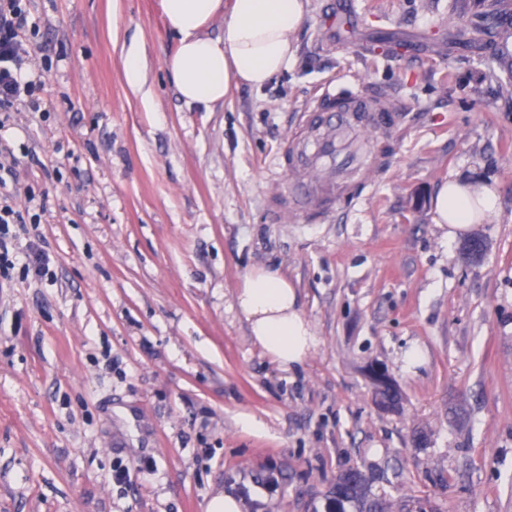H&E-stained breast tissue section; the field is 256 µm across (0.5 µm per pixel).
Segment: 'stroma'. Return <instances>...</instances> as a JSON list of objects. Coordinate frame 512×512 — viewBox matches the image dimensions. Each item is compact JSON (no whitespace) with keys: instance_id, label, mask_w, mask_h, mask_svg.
<instances>
[{"instance_id":"obj_1","label":"stroma","mask_w":512,"mask_h":512,"mask_svg":"<svg viewBox=\"0 0 512 512\" xmlns=\"http://www.w3.org/2000/svg\"><path fill=\"white\" fill-rule=\"evenodd\" d=\"M483 2L307 0L287 69L204 111L162 68L160 0H29L45 109L0 140L46 200L9 251L50 265L0 278V512H204L221 489L249 491L242 512H325L350 468L386 512H512V25ZM330 83L401 119L363 197L308 223L273 159ZM457 175L497 208L452 243L431 198ZM263 266L314 333L289 369L235 303Z\"/></svg>"}]
</instances>
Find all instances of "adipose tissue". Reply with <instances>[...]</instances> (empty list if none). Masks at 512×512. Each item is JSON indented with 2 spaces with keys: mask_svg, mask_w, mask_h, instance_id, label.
<instances>
[{
  "mask_svg": "<svg viewBox=\"0 0 512 512\" xmlns=\"http://www.w3.org/2000/svg\"><path fill=\"white\" fill-rule=\"evenodd\" d=\"M161 8L167 30L178 38L164 68L183 102L203 110L223 103L231 85L260 90L286 70L295 55V35L307 19L306 0H161ZM219 15L223 37L204 35ZM496 204L492 186L451 179L432 198L433 221L447 225L453 239L491 220ZM235 301L254 343L274 363L288 368L305 360L314 334L285 275L253 269Z\"/></svg>",
  "mask_w": 512,
  "mask_h": 512,
  "instance_id": "1",
  "label": "adipose tissue"
}]
</instances>
